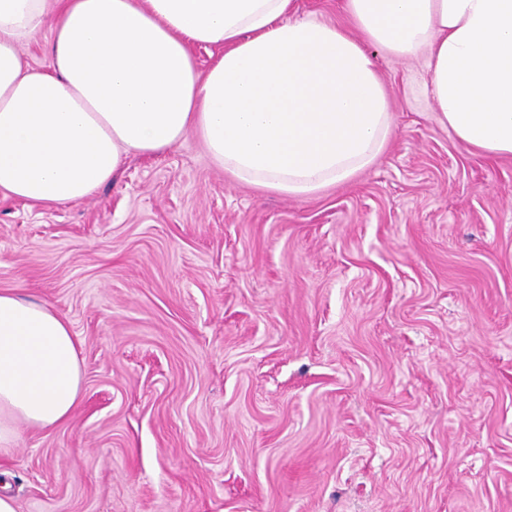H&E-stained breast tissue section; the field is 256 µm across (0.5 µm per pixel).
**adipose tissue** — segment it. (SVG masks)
<instances>
[{
  "label": "adipose tissue",
  "mask_w": 512,
  "mask_h": 512,
  "mask_svg": "<svg viewBox=\"0 0 512 512\" xmlns=\"http://www.w3.org/2000/svg\"><path fill=\"white\" fill-rule=\"evenodd\" d=\"M354 32L294 0H0V194L30 205L90 196L126 159L187 135L239 182L319 195L372 165L392 133L368 46L427 51L441 122L479 155L512 156V0H346ZM46 67L20 48L42 29ZM221 48L199 71L192 46ZM68 320L0 289V459L19 427L80 402Z\"/></svg>",
  "instance_id": "obj_1"
}]
</instances>
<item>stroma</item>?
<instances>
[{
  "label": "stroma",
  "mask_w": 512,
  "mask_h": 512,
  "mask_svg": "<svg viewBox=\"0 0 512 512\" xmlns=\"http://www.w3.org/2000/svg\"><path fill=\"white\" fill-rule=\"evenodd\" d=\"M393 133L312 199L201 141L0 197V289L68 319L81 401L0 461L18 512H512V156L374 49Z\"/></svg>",
  "instance_id": "stroma-1"
}]
</instances>
